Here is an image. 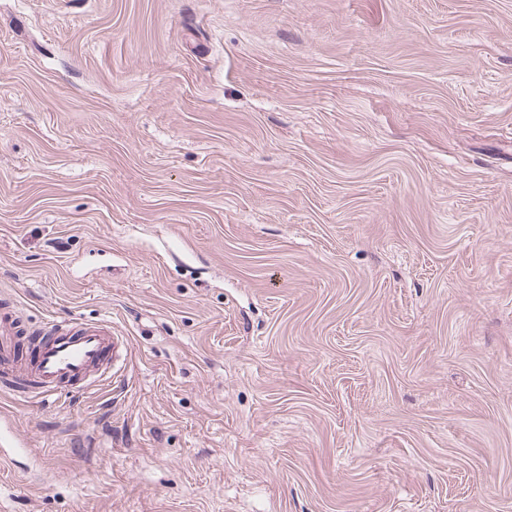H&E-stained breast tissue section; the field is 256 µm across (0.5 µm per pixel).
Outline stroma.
Segmentation results:
<instances>
[{
    "instance_id": "1",
    "label": "stroma",
    "mask_w": 512,
    "mask_h": 512,
    "mask_svg": "<svg viewBox=\"0 0 512 512\" xmlns=\"http://www.w3.org/2000/svg\"><path fill=\"white\" fill-rule=\"evenodd\" d=\"M0 512H512V0H0ZM27 332L16 315L2 307L0 334L11 338L0 341V359L2 363L18 359L42 397L60 395L68 386L103 381L123 346L107 322L50 320L40 327L33 344Z\"/></svg>"
}]
</instances>
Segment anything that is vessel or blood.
<instances>
[{
  "instance_id": "vessel-or-blood-1",
  "label": "vessel or blood",
  "mask_w": 512,
  "mask_h": 512,
  "mask_svg": "<svg viewBox=\"0 0 512 512\" xmlns=\"http://www.w3.org/2000/svg\"><path fill=\"white\" fill-rule=\"evenodd\" d=\"M0 360L22 363V371L33 381L38 393L51 397L69 386L103 381L119 357L123 342L105 322H46L36 339L11 310L0 311Z\"/></svg>"
}]
</instances>
